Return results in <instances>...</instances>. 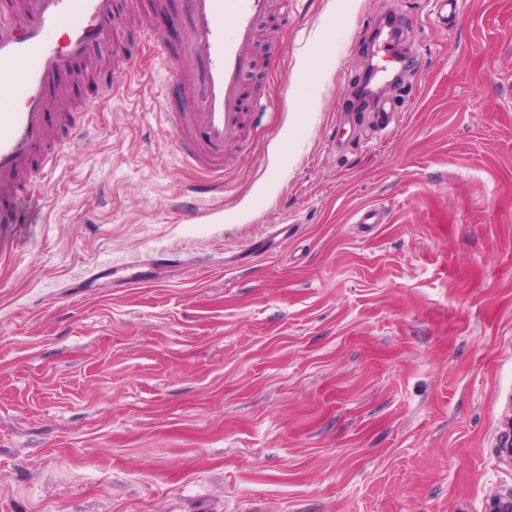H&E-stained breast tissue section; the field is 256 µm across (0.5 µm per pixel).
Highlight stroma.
<instances>
[{
	"label": "stroma",
	"instance_id": "1",
	"mask_svg": "<svg viewBox=\"0 0 512 512\" xmlns=\"http://www.w3.org/2000/svg\"><path fill=\"white\" fill-rule=\"evenodd\" d=\"M50 91V128L106 82L41 219L0 255V512H484L512 495V0H292L258 48L223 184L159 111L189 88L184 0H115ZM419 62L383 129L351 88ZM175 69L122 57L153 27ZM134 69L119 77L122 66ZM384 224L352 223L364 206Z\"/></svg>",
	"mask_w": 512,
	"mask_h": 512
}]
</instances>
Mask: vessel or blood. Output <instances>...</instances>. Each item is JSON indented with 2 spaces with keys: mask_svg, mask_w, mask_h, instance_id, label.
Returning <instances> with one entry per match:
<instances>
[{
  "mask_svg": "<svg viewBox=\"0 0 512 512\" xmlns=\"http://www.w3.org/2000/svg\"><path fill=\"white\" fill-rule=\"evenodd\" d=\"M271 8V0H188L192 108L185 114L165 110L161 117L184 161L210 175L192 193L212 191L211 177L223 172L226 149L243 137L244 79L256 66L253 48ZM24 9L23 24L0 17V82L11 85L15 97L0 109V198L37 203L64 147L84 134L74 119L50 141L47 91L75 57L110 32L115 0H24Z\"/></svg>",
  "mask_w": 512,
  "mask_h": 512,
  "instance_id": "b4317fda",
  "label": "vessel or blood"
}]
</instances>
